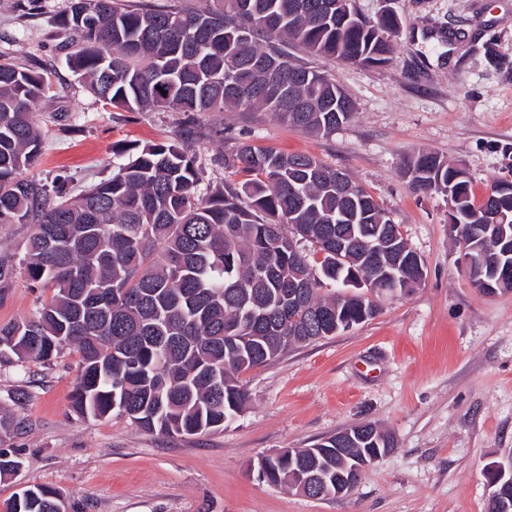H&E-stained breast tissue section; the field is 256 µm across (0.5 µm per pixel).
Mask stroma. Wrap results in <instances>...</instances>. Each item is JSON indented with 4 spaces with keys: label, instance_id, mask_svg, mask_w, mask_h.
I'll return each mask as SVG.
<instances>
[{
    "label": "stroma",
    "instance_id": "1",
    "mask_svg": "<svg viewBox=\"0 0 512 512\" xmlns=\"http://www.w3.org/2000/svg\"><path fill=\"white\" fill-rule=\"evenodd\" d=\"M68 0H0V54L51 72L36 119L44 148L30 173L71 194L111 176L116 144L176 142L202 170L200 192L229 174L218 156L246 141L317 157L362 185L426 266L414 292L381 298L353 330L290 347L242 375L248 401L219 430L165 436L129 418L71 406L79 356L0 366V408L24 420L0 435L22 466L0 478V504L27 485L60 493L67 512H487L486 467L512 462V291L487 296L464 273L450 203L414 192L406 160L429 151L463 167L475 198L512 180V0H355L400 20L384 65L320 60L355 106L328 136L268 112H127L102 107L66 64L56 19ZM24 277L0 293V325L30 318ZM28 398L14 404V391ZM373 423L394 449L347 495L317 499L259 482L258 457L311 448Z\"/></svg>",
    "mask_w": 512,
    "mask_h": 512
}]
</instances>
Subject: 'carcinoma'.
Wrapping results in <instances>:
<instances>
[{"label":"carcinoma","instance_id":"cac0c4a2","mask_svg":"<svg viewBox=\"0 0 512 512\" xmlns=\"http://www.w3.org/2000/svg\"><path fill=\"white\" fill-rule=\"evenodd\" d=\"M83 2L69 0L61 14L73 34L67 65L102 106L188 118L271 112L324 136L353 118L354 104L313 59L385 63L399 25L387 10L360 17L353 0H98L84 17ZM255 58L284 66L281 94L264 88ZM51 89L35 63L0 56V224L33 225L22 264L0 255V288L23 274L51 291L30 319L0 326V364L46 362L74 347L78 413H115L163 435L222 428L247 403L240 375L372 318L369 299L341 291L347 281L411 275L399 225L361 186L336 191L338 170L308 154L242 142L220 162L244 180L202 196L201 169L178 144H116L111 177L75 197L62 184L48 194L24 172L41 155L35 116ZM405 174L413 189L448 196L463 241L485 252L486 276L512 279V187L497 180L477 202L464 169L425 151ZM295 231L320 254L317 264L295 247ZM380 235L393 245L371 265L363 241ZM388 448L392 435L365 423L290 466L272 463V479L297 491L306 475L318 488L344 487L360 461ZM20 463L0 449V477ZM33 489L3 512H62L54 489Z\"/></svg>","mask_w":512,"mask_h":512}]
</instances>
